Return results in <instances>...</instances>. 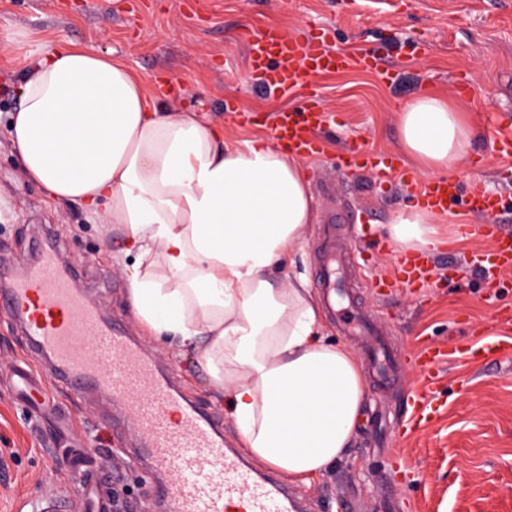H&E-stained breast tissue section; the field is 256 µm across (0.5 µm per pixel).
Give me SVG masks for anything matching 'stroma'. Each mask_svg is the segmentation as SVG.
Instances as JSON below:
<instances>
[{"mask_svg":"<svg viewBox=\"0 0 512 512\" xmlns=\"http://www.w3.org/2000/svg\"><path fill=\"white\" fill-rule=\"evenodd\" d=\"M267 26L317 32L341 50L376 48L393 70L389 79L352 70L320 80L325 148L305 162L319 221L293 270L309 288L318 287L317 244L323 225H335L352 250L344 269L350 300L375 320L400 369L386 379L366 375L365 414L352 447L314 487L294 483L291 491L305 512H381L391 499L402 512H512V356L476 360L469 352L499 338L498 317L512 311V281L494 287L483 277L475 259L491 242L474 237L468 246L429 252L423 287L366 288L365 280L393 278L397 266L393 247L363 248V234L385 238L423 181L407 165L379 179L345 164L346 149L356 143L397 154V105L425 88L454 91L456 77H463L461 97L480 136L471 159L451 177L501 194L507 208L495 221L512 234V167L498 156L490 124L496 117L512 129V0H0V192L12 209L0 223V275L23 272L34 237L51 228L61 259L80 271L85 299L139 337L160 370L219 418L238 445L237 428L195 352L158 345L138 324L116 261L122 226L90 221L76 205L47 203L25 180L6 124L30 54L71 42L122 60L147 82L168 79L174 93L155 91L162 107L202 110L231 138L257 131L269 113L304 103L298 93L274 94L247 70L244 32ZM425 344L446 354L432 397L436 413L430 427L406 435V398L421 378L414 358ZM23 361L45 365L30 351L20 319L0 308V512L50 498L69 501L70 512H89L93 475L106 481L110 499L144 512L157 479L128 461L136 436L113 428L111 401L90 388L74 389L57 410L46 411L14 390Z\"/></svg>","mask_w":512,"mask_h":512,"instance_id":"obj_1","label":"stroma"}]
</instances>
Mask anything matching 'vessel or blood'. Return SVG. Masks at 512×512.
Returning a JSON list of instances; mask_svg holds the SVG:
<instances>
[{
  "label": "vessel or blood",
  "instance_id": "1",
  "mask_svg": "<svg viewBox=\"0 0 512 512\" xmlns=\"http://www.w3.org/2000/svg\"><path fill=\"white\" fill-rule=\"evenodd\" d=\"M247 65L281 95L301 90L308 97L302 110L284 108L270 117L272 132L283 146L306 156L322 149L318 137L327 124L320 108L317 74L349 69L375 71L381 62L374 52L355 53L326 48L320 37L291 36L273 28L251 30ZM351 166L388 175L400 171L399 161L387 153L350 147ZM418 197L432 208L451 210L464 205L478 215H494L505 207L501 196L480 187L462 188L445 176L426 181ZM494 246L480 263L481 272L499 275L512 270V236L500 234L496 224L483 225ZM320 249L326 258L321 281L328 299H336V230L325 226ZM0 305L16 310L24 321L30 344L51 363L54 381L91 387L112 398L117 410L114 426L130 425L139 434L131 448L134 461L145 462L160 476V496L169 512H298L287 485L268 480L225 447L224 438L208 415L187 402L159 374L152 357L125 330L104 322L86 303L76 286L73 268L63 265L49 244L37 251L34 266L16 276L1 293ZM423 388L438 380L439 349L423 346Z\"/></svg>",
  "mask_w": 512,
  "mask_h": 512
}]
</instances>
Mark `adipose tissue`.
<instances>
[{
    "mask_svg": "<svg viewBox=\"0 0 512 512\" xmlns=\"http://www.w3.org/2000/svg\"><path fill=\"white\" fill-rule=\"evenodd\" d=\"M9 139L26 179L126 231L128 296L152 339L194 347L225 398L243 450L303 484L350 448L365 405L355 349L324 340L303 277L273 267L302 250L316 218L302 156L255 134L228 141L195 110L157 106L124 62L73 43L32 54ZM399 149L417 173L453 171L477 128L455 96L423 90L397 109ZM436 211L388 226L402 253L441 244Z\"/></svg>",
    "mask_w": 512,
    "mask_h": 512,
    "instance_id": "ef3b65f1",
    "label": "adipose tissue"
}]
</instances>
